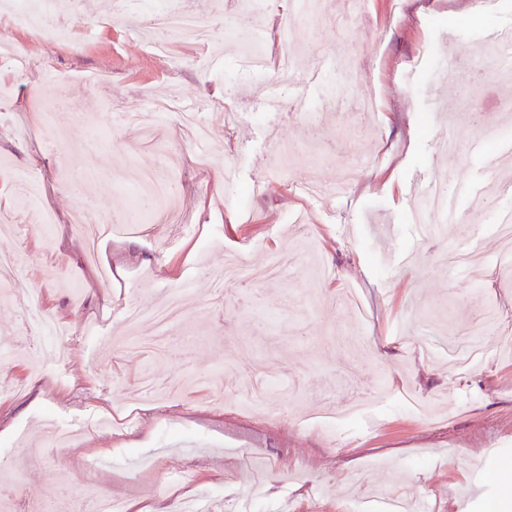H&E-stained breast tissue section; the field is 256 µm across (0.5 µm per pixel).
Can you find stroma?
Returning <instances> with one entry per match:
<instances>
[{
	"mask_svg": "<svg viewBox=\"0 0 512 512\" xmlns=\"http://www.w3.org/2000/svg\"><path fill=\"white\" fill-rule=\"evenodd\" d=\"M51 31H0V249H20L18 282L0 287V478L30 502L84 498L83 467L96 461L113 499L144 505L208 490L221 512L252 501L261 512H387L394 489L412 512H493L512 496V270L494 217L512 192L490 178L489 154L512 155V116L501 87L511 79L466 68L448 76L444 56H488L490 36L512 23V0H325L341 28L296 13L295 0H211V41L146 36L148 9L111 0H44ZM295 28L298 67L331 59L311 84L277 83L274 70H239L226 31ZM71 117L67 148L42 127L53 84ZM350 101L322 109L334 95ZM298 96L317 107L291 108ZM379 109L361 111L360 97ZM231 99L234 113L217 110ZM200 108L211 131L194 139L178 114L149 103ZM109 141L92 144L90 124ZM456 133L459 153L440 150ZM100 181L75 194L72 158ZM153 169L184 224L160 222L138 196L137 172ZM349 171L336 198L309 195L306 180ZM441 178L468 224L424 237L413 187ZM145 214L98 259L85 254L77 211ZM474 248L476 265L449 268L443 253ZM123 269L112 273V257ZM288 256L291 278L229 283L233 304L211 301L227 257L255 266ZM187 282V316L160 346L150 323L128 327L130 307L154 303ZM65 329L64 362L33 369L32 333L20 321L30 293ZM483 334L479 367L454 370L416 342L461 331ZM339 412L312 428L320 394ZM53 416L86 433L45 446ZM106 428H99V421Z\"/></svg>",
	"mask_w": 512,
	"mask_h": 512,
	"instance_id": "35a3bbf8",
	"label": "stroma"
}]
</instances>
